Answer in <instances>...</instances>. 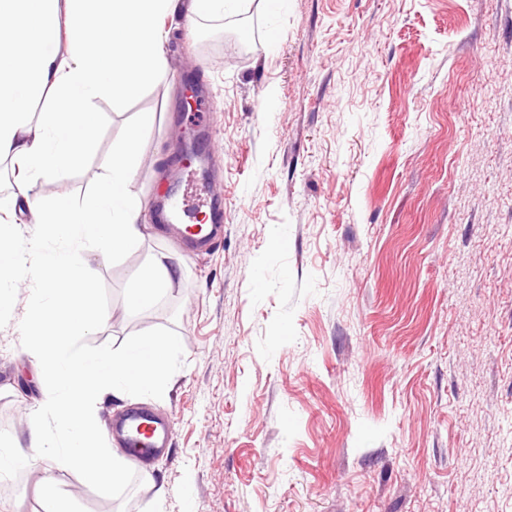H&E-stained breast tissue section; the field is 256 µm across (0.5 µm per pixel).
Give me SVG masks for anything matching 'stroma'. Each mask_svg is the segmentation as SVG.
Returning a JSON list of instances; mask_svg holds the SVG:
<instances>
[{"mask_svg":"<svg viewBox=\"0 0 512 512\" xmlns=\"http://www.w3.org/2000/svg\"><path fill=\"white\" fill-rule=\"evenodd\" d=\"M164 28L163 72L97 99L94 152L36 188L82 200L150 112L135 188L161 196L182 78L206 84L223 240L142 310L131 273L180 251L153 210L134 250L88 257L106 321L86 349L178 344L156 392L98 412L169 419L157 484L133 466L90 488L45 453L0 479V512H49L51 473L78 512H512V0H249ZM32 288L0 311V437L53 430Z\"/></svg>","mask_w":512,"mask_h":512,"instance_id":"1","label":"stroma"}]
</instances>
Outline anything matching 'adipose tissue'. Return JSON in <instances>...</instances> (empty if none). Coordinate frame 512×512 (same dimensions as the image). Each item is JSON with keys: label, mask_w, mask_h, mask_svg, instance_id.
<instances>
[{"label": "adipose tissue", "mask_w": 512, "mask_h": 512, "mask_svg": "<svg viewBox=\"0 0 512 512\" xmlns=\"http://www.w3.org/2000/svg\"><path fill=\"white\" fill-rule=\"evenodd\" d=\"M178 0H0V161H9L12 191L0 198V310L12 305L19 279L35 284L24 335L33 337L47 392L40 414L53 434L32 429L29 444L49 449L59 470L103 488L118 483L128 459L100 441L97 410L108 399L154 393L178 346L147 336L120 353L89 351L78 337L99 318L90 306L95 283L87 254L106 258L134 249L142 237L144 203L134 189L137 142L152 122L141 114L113 151L97 192L79 202L35 195L43 181L80 166L95 147V99L121 103L137 96L165 65L163 21ZM68 42L59 53V39ZM50 106L33 116L30 103ZM39 231L26 254L10 244L18 203ZM177 272L161 253L131 276V308L151 306Z\"/></svg>", "instance_id": "ef3b65f1"}]
</instances>
